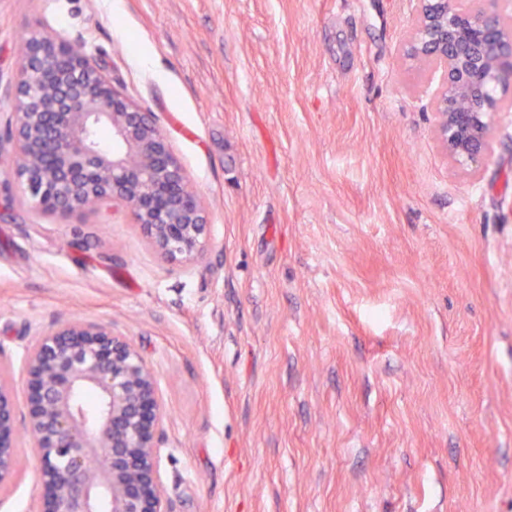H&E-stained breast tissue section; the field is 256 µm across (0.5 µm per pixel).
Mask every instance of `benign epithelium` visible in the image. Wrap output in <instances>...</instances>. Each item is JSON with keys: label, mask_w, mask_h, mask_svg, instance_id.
<instances>
[{"label": "benign epithelium", "mask_w": 512, "mask_h": 512, "mask_svg": "<svg viewBox=\"0 0 512 512\" xmlns=\"http://www.w3.org/2000/svg\"><path fill=\"white\" fill-rule=\"evenodd\" d=\"M403 58L438 81L435 135L449 162L477 173L491 154L496 116L512 110L493 95L512 84V15L500 0H417ZM0 104L13 110L21 196L61 220L89 201L124 205L166 258L203 252L206 211L163 130L83 51L31 36L20 79ZM103 128L120 148L102 144ZM26 376L40 512H168L156 446L163 406L127 339L107 323L63 321L29 352ZM82 388L98 394L95 411L79 401ZM17 433L13 384L0 377V485L16 471Z\"/></svg>", "instance_id": "obj_1"}]
</instances>
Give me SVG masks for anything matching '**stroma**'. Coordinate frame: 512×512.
Masks as SVG:
<instances>
[{
    "instance_id": "stroma-1",
    "label": "stroma",
    "mask_w": 512,
    "mask_h": 512,
    "mask_svg": "<svg viewBox=\"0 0 512 512\" xmlns=\"http://www.w3.org/2000/svg\"><path fill=\"white\" fill-rule=\"evenodd\" d=\"M415 0H0L153 113L202 197L172 261L128 207L67 221L0 164V376L57 323L111 324L154 374L169 512H512V115L448 161ZM0 512H38L19 433Z\"/></svg>"
}]
</instances>
